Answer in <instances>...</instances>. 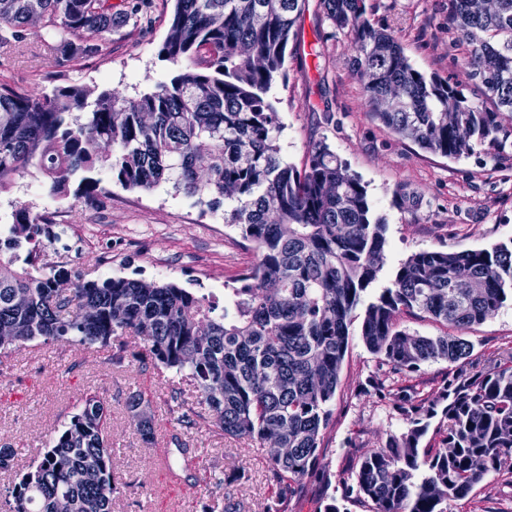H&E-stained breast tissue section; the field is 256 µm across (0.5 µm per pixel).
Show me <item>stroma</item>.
Returning a JSON list of instances; mask_svg holds the SVG:
<instances>
[{
  "mask_svg": "<svg viewBox=\"0 0 512 512\" xmlns=\"http://www.w3.org/2000/svg\"><path fill=\"white\" fill-rule=\"evenodd\" d=\"M377 26L394 30L405 55L419 71L465 80L463 52L448 31V0H366ZM154 21L142 32L123 28L112 34L102 55L76 64L65 62L43 42V30L29 29L20 49L0 48V81L39 96L59 78L102 91L116 89L133 97L155 91L172 71L157 55L169 26L163 0H154ZM301 47L286 56L285 82L273 85L280 123L281 157L302 166L309 147L325 142L350 172L365 183L373 211L387 224L384 264L374 291L390 285L412 254L432 249H482L512 238V150L497 156L483 151L457 159L419 149L376 121L362 85L350 66V39L308 0L299 23ZM28 177L15 178L0 193V222L10 223L13 203L52 213L61 241L48 245L44 260L63 263L86 279L113 276L173 283L197 294L224 297L239 287L241 273L256 260L254 248L237 226L216 222V214L163 184L150 192L111 184L112 200L90 208L73 198L48 200L32 195ZM418 193L417 207H398L394 192ZM472 345L461 362L430 361L393 380V393L376 392L371 380L390 378L389 369L369 352L352 326L333 403L323 432L317 475L306 478L288 500V512H318L329 485L344 487L359 456L382 447L405 423L395 394L405 390L435 396L459 373L483 371L512 356V302L484 322L463 330ZM140 344L115 336L107 345L86 347L75 337L33 341L0 356V446L16 448L11 470L0 471V487L11 485L37 461L57 431L78 411L84 398L103 400L110 415L112 468L119 492L112 512H264L278 489L266 449L225 437L208 422L191 429L167 410L173 373L141 367ZM142 394L153 413L154 439L144 443L127 402ZM179 435L201 466L190 469L186 498L163 477L162 451ZM224 474L223 488L208 490L206 476ZM451 512H512V473L487 476Z\"/></svg>",
  "mask_w": 512,
  "mask_h": 512,
  "instance_id": "stroma-1",
  "label": "stroma"
}]
</instances>
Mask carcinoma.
I'll return each mask as SVG.
<instances>
[{
    "instance_id": "1",
    "label": "carcinoma",
    "mask_w": 512,
    "mask_h": 512,
    "mask_svg": "<svg viewBox=\"0 0 512 512\" xmlns=\"http://www.w3.org/2000/svg\"><path fill=\"white\" fill-rule=\"evenodd\" d=\"M488 12L448 0V30L465 51L472 86L413 67L396 37L372 22L365 0H321L333 27L354 45L353 72L372 115L420 149L460 158L477 149L507 152L512 125V0ZM153 0L115 13L110 0H0V47L19 48L32 18L44 41L69 62L94 58L112 30L152 22ZM306 0H175L158 57L177 66L157 90L127 97L66 83L32 98L0 83V190L37 171L51 194L90 206L112 199L97 174L126 190L162 183L197 198L240 227L257 261L220 306L172 283L128 277L80 279L66 294L62 265L40 262L50 213L21 206L0 237V330L10 346L76 336L84 344L136 336L143 366L162 365L200 395L185 411L182 388L170 410L181 422L207 420L224 435L291 449L270 459L291 487L318 464L332 415L350 328L363 294L383 267L386 224L374 216L365 184L327 144L300 168L277 146L278 112L269 92L285 78ZM27 295L19 306L15 295ZM512 300V239L489 249L412 254L391 286L369 302L360 336L393 374L439 359L457 363L461 336L398 329L400 312L424 313L460 331ZM144 399L129 409L153 437ZM405 428L363 454L345 497L371 512H449L486 475L512 472V359L447 384L432 399L399 396ZM441 447L423 448L431 420ZM107 409L85 398L41 459L6 490L9 512H112Z\"/></svg>"
}]
</instances>
